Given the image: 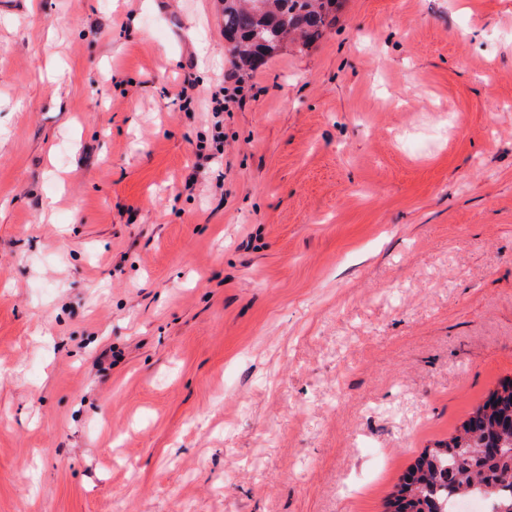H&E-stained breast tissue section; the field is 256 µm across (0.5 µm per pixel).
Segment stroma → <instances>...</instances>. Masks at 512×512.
<instances>
[{
  "label": "stroma",
  "mask_w": 512,
  "mask_h": 512,
  "mask_svg": "<svg viewBox=\"0 0 512 512\" xmlns=\"http://www.w3.org/2000/svg\"><path fill=\"white\" fill-rule=\"evenodd\" d=\"M233 72L217 0H0V512H385L512 378V0H345L197 166Z\"/></svg>",
  "instance_id": "35a3bbf8"
}]
</instances>
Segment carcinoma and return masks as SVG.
<instances>
[{"instance_id": "cac0c4a2", "label": "carcinoma", "mask_w": 512, "mask_h": 512, "mask_svg": "<svg viewBox=\"0 0 512 512\" xmlns=\"http://www.w3.org/2000/svg\"><path fill=\"white\" fill-rule=\"evenodd\" d=\"M233 64L253 70L283 45L303 50L336 23L342 0H221ZM481 493L497 512L512 505V378L490 390L446 441L425 448L387 502L393 512H449Z\"/></svg>"}]
</instances>
